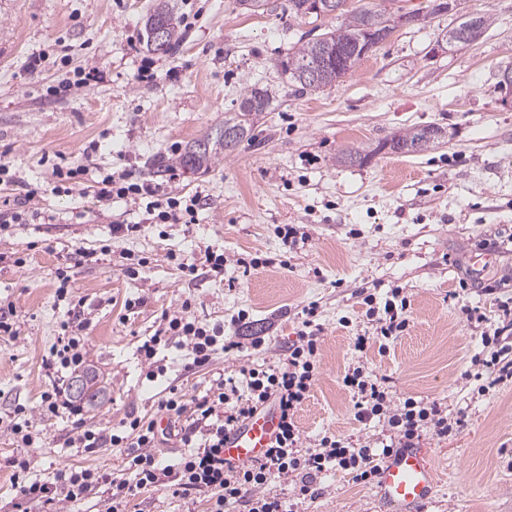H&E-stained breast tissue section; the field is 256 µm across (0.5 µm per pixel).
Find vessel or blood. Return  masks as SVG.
<instances>
[{"mask_svg":"<svg viewBox=\"0 0 512 512\" xmlns=\"http://www.w3.org/2000/svg\"><path fill=\"white\" fill-rule=\"evenodd\" d=\"M277 428L273 409H266L246 424L227 433L224 457L231 463L246 462L269 447ZM437 481V473L427 453L419 448H403L379 466L377 489L387 512H425Z\"/></svg>","mask_w":512,"mask_h":512,"instance_id":"b4317fda","label":"vessel or blood"}]
</instances>
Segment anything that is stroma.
<instances>
[{
	"label": "stroma",
	"instance_id": "stroma-1",
	"mask_svg": "<svg viewBox=\"0 0 512 512\" xmlns=\"http://www.w3.org/2000/svg\"><path fill=\"white\" fill-rule=\"evenodd\" d=\"M155 2L0 0V164L12 177L0 182V202L38 190L22 223H0V305L12 306L17 330L0 337V508L17 495L10 458L25 456L30 478L43 481L63 468L123 467L116 450L70 446L74 419L39 411L50 386L43 361L69 308L56 297L63 268L71 298L82 302L98 387L85 426L108 432L131 414L160 419L159 393L170 381L189 402L219 375L277 364L304 306L314 303L321 373L297 413L303 438L387 439L381 423L355 420L353 395L342 385L348 367L363 364L394 399L436 401L449 417L466 415L448 437L429 433L419 442L438 472L425 512H512V384L482 395L462 380L483 347L481 328L467 326L460 310L479 307L493 328L502 303L512 304V103L498 89L501 68L512 65V0H461L438 15L430 0H382L387 12L417 11L421 21L397 28L352 72L316 91L298 90L279 63L340 17L296 18L288 0L251 13L236 0H173L178 18L193 21L164 56L143 42ZM484 13L490 25L478 40L449 43L466 16ZM39 53L41 65L29 70ZM144 65L153 78H140ZM79 66L96 68L102 81L73 85ZM255 83L273 99L255 118L252 140L208 171L180 166L172 147L186 148L221 124ZM50 85L65 91L47 95ZM428 125L444 130L439 144L413 155L384 150L393 135ZM350 150L367 160L340 161ZM57 163L87 164L95 177L132 171L155 183L173 167L176 188L201 193L206 205L197 224H150L134 201L106 204L90 189L57 190ZM116 224L140 230L116 236ZM287 224L306 233L305 243L283 245L278 230ZM208 246L227 259L223 279L187 277L167 257L195 258ZM86 250L98 251L97 261H85ZM479 252L493 253L494 264L479 274L478 288L454 299ZM127 253L145 259L133 277L122 270ZM254 257L263 265L240 266ZM396 287L410 302L409 327L375 342L361 292L381 299ZM186 300L226 335L261 336L265 346L218 354L196 370L186 369L181 351L163 349L166 375L148 382L138 348ZM242 309L247 324H231ZM359 335L371 339L362 352L354 348ZM19 406L35 440L28 449L6 429ZM320 486L318 498L298 501L299 512H384L375 485L348 473L328 472ZM130 510L208 512L209 503L153 488Z\"/></svg>",
	"mask_w": 512,
	"mask_h": 512
}]
</instances>
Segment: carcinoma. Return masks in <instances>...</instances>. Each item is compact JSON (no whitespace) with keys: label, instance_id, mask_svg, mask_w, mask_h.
<instances>
[{"label":"carcinoma","instance_id":"carcinoma-1","mask_svg":"<svg viewBox=\"0 0 512 512\" xmlns=\"http://www.w3.org/2000/svg\"><path fill=\"white\" fill-rule=\"evenodd\" d=\"M345 22L337 29L325 32L327 39L323 42L317 39L299 41L292 47L285 60L280 62L289 80L307 89L300 83L299 75L306 69L316 72L317 83L314 89L325 87L351 72L364 58L363 49L370 28L387 19V13L373 6H363L355 10L344 11ZM164 28V42L157 47L153 41L154 27ZM183 33L169 7L167 0H161L152 12L144 19V40L146 47L161 55H168L181 40ZM271 94L268 89L256 84L246 87L238 111L224 117V125L205 132L193 141L183 156L182 163L192 170L198 171L210 166L212 160L221 154H228L231 149L224 144V128L239 129V140L252 139L250 116L265 112L270 106ZM443 136V130L437 126L415 128L402 135L391 138L394 148L406 145L414 147V152H421L438 142Z\"/></svg>","mask_w":512,"mask_h":512}]
</instances>
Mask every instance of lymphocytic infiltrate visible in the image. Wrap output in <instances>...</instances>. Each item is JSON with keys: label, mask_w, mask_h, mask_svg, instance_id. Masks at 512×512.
I'll list each match as a JSON object with an SVG mask.
<instances>
[{"label": "lymphocytic infiltrate", "mask_w": 512, "mask_h": 512, "mask_svg": "<svg viewBox=\"0 0 512 512\" xmlns=\"http://www.w3.org/2000/svg\"><path fill=\"white\" fill-rule=\"evenodd\" d=\"M99 201L140 199L145 211L159 224H192L204 204L201 195H184L166 191L160 186L139 180L134 174H108L93 184ZM367 315L376 324L380 340L397 338L408 325L409 301L401 289H391L384 300L375 294L363 298ZM502 321L493 333H482L481 342L490 351L480 358L481 370L475 373L479 391H486L512 382V346L491 349L493 337L512 335V306L502 305ZM306 315L296 340L291 343L280 365L267 369L244 368L239 378L218 377L209 392L186 406L177 385H168L159 402V409L168 417L193 411L194 428L199 440L184 436L185 451L172 464L159 463L153 453L158 435L154 423L131 418L125 434L84 429L75 437L85 451L93 452L109 446L120 449L125 460L122 474L101 467L72 471L59 470L53 481L42 482L27 477L28 461L24 457L11 459L17 495L12 512H57L61 502L74 504L97 497L107 504L106 512H128V506L142 490L163 487L172 496L187 499L206 496L209 512H231L244 506L246 512H295L279 497L266 493V486L275 479L295 478L298 497L316 498L317 480L329 471L349 472L356 483L375 481L380 462L394 449L416 447L424 433L448 436L463 426V416L449 418L438 402H424L412 397L395 402L388 390L371 374L356 367L347 371L343 385L353 391L355 417L358 421L382 422L392 434L389 443L380 446L354 444L330 434L304 443L296 425L298 410L308 398L320 374L319 328L314 325L316 304L304 309ZM85 322L62 321V336L51 347L44 367L53 382L43 393L40 410L46 416L78 417L83 407L71 391L68 378L83 373L87 366ZM176 345L187 350L191 365L201 368L211 365L218 352L242 350L241 342L224 337L223 325L211 326L199 321L191 312L190 302H183L177 314L166 316L165 325L145 340L139 351L147 364L148 380H155L156 356L160 347ZM274 407L278 413V432L261 458L233 466L224 459V437L255 412Z\"/></svg>", "instance_id": "1"}]
</instances>
